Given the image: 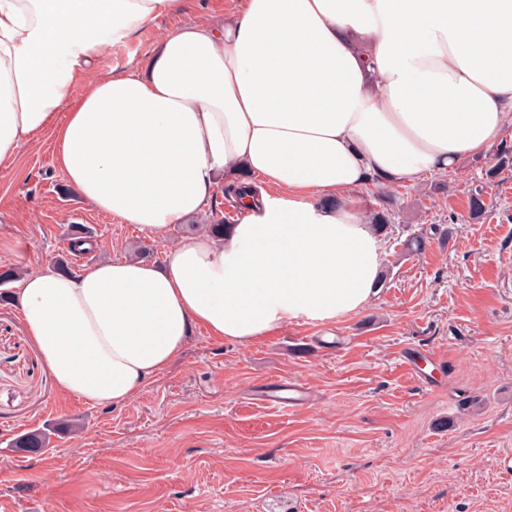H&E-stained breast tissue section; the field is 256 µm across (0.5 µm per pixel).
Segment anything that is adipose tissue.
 Segmentation results:
<instances>
[{
    "mask_svg": "<svg viewBox=\"0 0 512 512\" xmlns=\"http://www.w3.org/2000/svg\"><path fill=\"white\" fill-rule=\"evenodd\" d=\"M186 2L0 0V167L52 131L78 195L160 239L218 176L251 178L223 239L21 279L57 388L101 406L133 399L196 328L248 345L362 310L382 247L356 190L448 172L512 127V0H228L139 70L98 72L105 47Z\"/></svg>",
    "mask_w": 512,
    "mask_h": 512,
    "instance_id": "adipose-tissue-1",
    "label": "adipose tissue"
}]
</instances>
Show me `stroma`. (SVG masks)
Segmentation results:
<instances>
[{"label":"stroma","mask_w":512,"mask_h":512,"mask_svg":"<svg viewBox=\"0 0 512 512\" xmlns=\"http://www.w3.org/2000/svg\"><path fill=\"white\" fill-rule=\"evenodd\" d=\"M188 0L107 48L97 69L134 70L160 32L221 11ZM490 155L413 185L366 186L386 206L383 283L368 307L329 324L304 319L243 346L196 329L182 356L129 402L95 406L58 391L17 303L0 302V512H512V170L487 180ZM486 210L469 217L471 190ZM93 228L70 253L69 225ZM166 240L83 202L51 134L0 168V266L71 270L114 258L162 263ZM422 236L421 253L403 245ZM416 362L419 375L408 370ZM309 388L283 410L279 382ZM75 422L48 448L15 438Z\"/></svg>","instance_id":"35a3bbf8"}]
</instances>
